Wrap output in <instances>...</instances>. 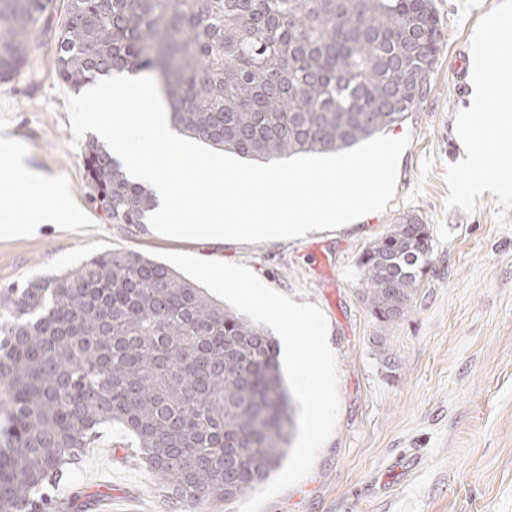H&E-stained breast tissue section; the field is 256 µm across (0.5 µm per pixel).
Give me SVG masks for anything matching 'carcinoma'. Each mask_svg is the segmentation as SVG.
<instances>
[{
    "label": "carcinoma",
    "instance_id": "cac0c4a2",
    "mask_svg": "<svg viewBox=\"0 0 512 512\" xmlns=\"http://www.w3.org/2000/svg\"><path fill=\"white\" fill-rule=\"evenodd\" d=\"M49 0H0V81L29 61ZM55 69L76 89L157 74L172 126L241 158L338 152L402 123L440 51L435 0H66ZM88 198L138 226L151 192L95 141ZM432 240L413 214L360 259L375 317L407 316ZM140 448L168 512H203L266 482L294 419L277 342L172 267L112 250L0 287V512H65L67 467L99 430Z\"/></svg>",
    "mask_w": 512,
    "mask_h": 512
}]
</instances>
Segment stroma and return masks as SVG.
I'll use <instances>...</instances> for the list:
<instances>
[{"instance_id": "stroma-1", "label": "stroma", "mask_w": 512, "mask_h": 512, "mask_svg": "<svg viewBox=\"0 0 512 512\" xmlns=\"http://www.w3.org/2000/svg\"><path fill=\"white\" fill-rule=\"evenodd\" d=\"M442 45L427 93L386 136L408 137L386 211L300 239L240 243L172 239L150 225L111 224L86 196L82 148H69L71 89L55 70L62 0L42 16L21 75L0 82V149L66 193L42 199L56 225L0 235V286L73 269L115 248L192 254L246 265L268 287L318 305L339 361L337 425L312 471L262 512H512V192L462 168L458 116L473 93L472 47L512 0H436ZM471 181L484 188L472 194ZM426 224L430 269L409 314L384 327L362 297L359 259L401 216ZM105 428L59 491L101 481L109 512H163L138 449Z\"/></svg>"}]
</instances>
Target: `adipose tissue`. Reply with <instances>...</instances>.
Here are the masks:
<instances>
[{
	"mask_svg": "<svg viewBox=\"0 0 512 512\" xmlns=\"http://www.w3.org/2000/svg\"><path fill=\"white\" fill-rule=\"evenodd\" d=\"M473 79L476 84L469 111L461 113L459 125L468 142L466 166L480 165L486 148L493 143L512 142V114L499 113L495 122L485 120L486 109L496 102L504 86L512 84V59H494L486 55L483 45L473 54Z\"/></svg>",
	"mask_w": 512,
	"mask_h": 512,
	"instance_id": "obj_1",
	"label": "adipose tissue"
}]
</instances>
